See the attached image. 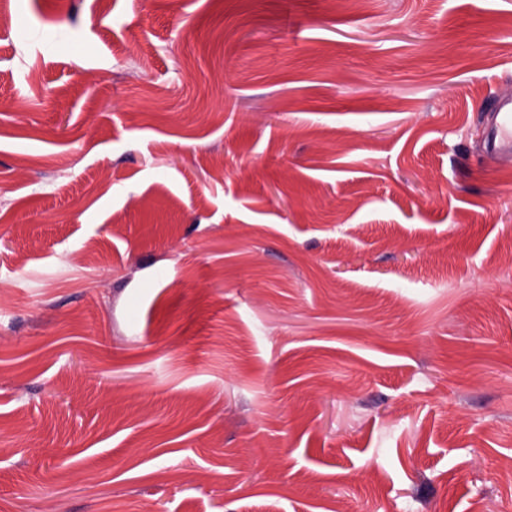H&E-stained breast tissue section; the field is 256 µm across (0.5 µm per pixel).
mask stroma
<instances>
[{"label": "stroma", "mask_w": 512, "mask_h": 512, "mask_svg": "<svg viewBox=\"0 0 512 512\" xmlns=\"http://www.w3.org/2000/svg\"><path fill=\"white\" fill-rule=\"evenodd\" d=\"M0 6V512H512V0ZM484 146L487 152L512 154V97L498 100L486 127Z\"/></svg>", "instance_id": "1"}]
</instances>
